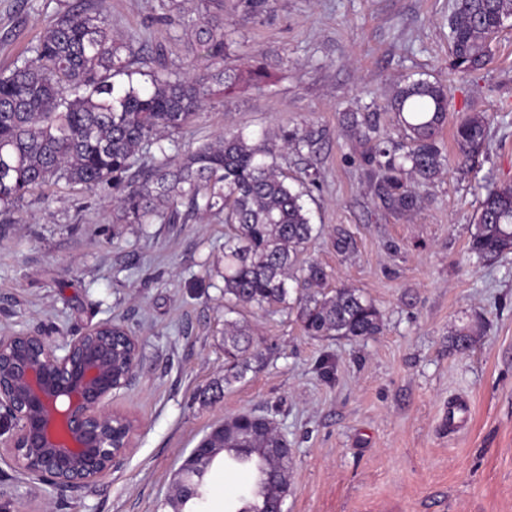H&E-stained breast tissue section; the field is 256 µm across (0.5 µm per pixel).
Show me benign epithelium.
Here are the masks:
<instances>
[{
  "label": "benign epithelium",
  "instance_id": "1",
  "mask_svg": "<svg viewBox=\"0 0 512 512\" xmlns=\"http://www.w3.org/2000/svg\"><path fill=\"white\" fill-rule=\"evenodd\" d=\"M112 325L104 322L54 346L32 332L0 336V454L59 487L105 476L132 447L136 421L109 408L133 373L113 376Z\"/></svg>",
  "mask_w": 512,
  "mask_h": 512
}]
</instances>
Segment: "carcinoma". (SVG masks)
Here are the masks:
<instances>
[{"instance_id": "1", "label": "carcinoma", "mask_w": 512, "mask_h": 512, "mask_svg": "<svg viewBox=\"0 0 512 512\" xmlns=\"http://www.w3.org/2000/svg\"><path fill=\"white\" fill-rule=\"evenodd\" d=\"M195 18L181 22L182 39L206 62L205 71L180 74L162 69L144 86L117 85L128 73L132 44L112 39L106 0L94 8H72L48 25L7 74H0V210L7 213L34 190L49 191L64 182L93 191L112 183V202L120 224H152L212 214L224 216V387L244 380L264 364L260 342L229 318L246 305L259 310L296 306L297 319L310 336L365 340L379 334L383 320L358 289L325 291L329 274L303 260L306 245L320 229L311 224L304 184L293 187L278 162L280 152L317 145L306 129H278L257 137L242 132L204 143L178 166L166 163L168 137L190 124L201 108L242 78L224 71L228 19L224 0H203ZM275 0H239L241 18L257 23ZM512 17V0H455L449 21L452 67L460 73L483 68L495 35ZM398 115L408 150L398 155L380 140L366 162L375 168L376 190L384 204L399 212L418 210L422 197L406 181L433 183L448 166L437 136L448 120V89L426 79L396 87L388 103ZM342 121L372 140L375 114ZM487 124L479 115L458 120L457 158L467 161L486 147ZM336 253L354 250L352 235L336 228ZM469 249L479 259L512 251V185L486 189L479 203ZM296 290L291 297L290 290ZM472 331L459 329L452 347L465 352ZM267 424L257 430L236 415L205 435L210 451L186 458L178 489L168 506L182 512L201 503L208 488L204 476L224 453V469L245 471L249 495L234 512H274L280 486L287 483L290 461L269 459L263 446L278 441Z\"/></svg>"}]
</instances>
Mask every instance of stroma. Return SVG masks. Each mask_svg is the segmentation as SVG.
<instances>
[{
    "label": "stroma",
    "instance_id": "35a3bbf8",
    "mask_svg": "<svg viewBox=\"0 0 512 512\" xmlns=\"http://www.w3.org/2000/svg\"><path fill=\"white\" fill-rule=\"evenodd\" d=\"M230 21L224 66L259 68L176 133L185 151L224 133L283 128L320 134L315 153H285L289 179L317 175L305 198L320 234L307 258L328 288L360 289L381 311L365 341L305 335L295 314L240 308L263 341L264 365L224 386V226L206 215L178 224H119L112 189L60 185L0 215V336L38 331L55 345L99 322L124 323L143 356L113 409L137 421L133 446L85 489L33 481L0 457V504L10 512H166L184 459L216 424L241 412L272 417L293 450L284 512H512V253L480 260L471 227L486 186L512 184V18L480 70L451 69L452 0H276L263 22ZM80 0H0V71ZM201 0H107L115 39L132 43L129 75L165 66L202 70L180 42V15ZM417 79L448 87L445 145L467 113L487 117L488 149L418 187L420 210L379 198L368 145L339 119L376 112L380 136L405 148L385 105ZM354 252L338 255L337 227ZM471 327L470 350L453 335ZM466 400L458 431L443 422Z\"/></svg>",
    "mask_w": 512,
    "mask_h": 512
}]
</instances>
